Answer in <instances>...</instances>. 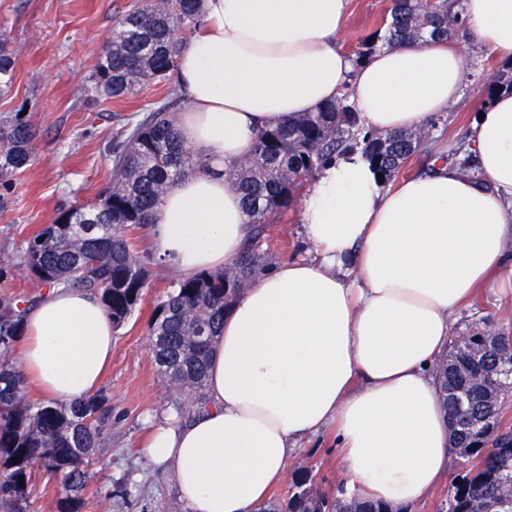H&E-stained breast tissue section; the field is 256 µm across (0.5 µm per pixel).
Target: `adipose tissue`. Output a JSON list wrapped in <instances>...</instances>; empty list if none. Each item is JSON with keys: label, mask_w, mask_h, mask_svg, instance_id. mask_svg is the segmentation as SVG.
I'll return each mask as SVG.
<instances>
[{"label": "adipose tissue", "mask_w": 512, "mask_h": 512, "mask_svg": "<svg viewBox=\"0 0 512 512\" xmlns=\"http://www.w3.org/2000/svg\"><path fill=\"white\" fill-rule=\"evenodd\" d=\"M349 0H201L174 79L184 143L206 164L151 216L156 251L181 273L233 267L248 235L224 167L259 128L349 92L377 132L417 130L457 102L462 57L416 42L353 64L337 45ZM476 42L512 58V0H463ZM470 172L382 186L354 152L324 165L302 198L315 255L275 265L224 316L206 403L150 419L146 455L170 469L189 512H253L304 440L335 426L347 487L404 512L448 472L451 428L434 368L452 316L476 293H512V94L475 120ZM115 330L100 300L46 290L28 308L20 369L49 397H92Z\"/></svg>", "instance_id": "ef3b65f1"}]
</instances>
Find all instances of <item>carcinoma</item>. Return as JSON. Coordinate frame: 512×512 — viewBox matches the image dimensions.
<instances>
[{"label": "carcinoma", "mask_w": 512, "mask_h": 512, "mask_svg": "<svg viewBox=\"0 0 512 512\" xmlns=\"http://www.w3.org/2000/svg\"><path fill=\"white\" fill-rule=\"evenodd\" d=\"M201 0H163L120 15L101 48L95 88L106 98H121L137 86L167 75L190 34L199 25ZM463 18L448 0H394L360 63L379 47L446 39ZM17 54L0 34V88H10ZM512 92V69L500 70L486 86L489 106ZM349 93L303 116L259 130L249 157L232 164L253 235L237 266L188 274L157 300L148 323L151 354L162 379L174 390L205 402L211 346L223 329L224 314L244 287L269 271L261 238L293 202L294 193L334 153L354 141L383 176L395 178L421 147L410 133L361 132L348 104ZM33 130L17 112L0 119V204L8 174L26 168L33 157ZM187 147L176 115L155 110L140 121L114 156L112 185L88 206L60 208L51 223L31 235L11 258H0V280L23 274L42 288H79L98 295L115 330L123 328L148 286L145 257L137 255L128 231L151 224V213L179 180L203 167ZM27 300L0 294V506L25 512L28 488L41 469L72 490L83 487L85 467L110 426L103 400H33L10 354L22 336ZM450 416L458 419L454 455L458 474L448 487L445 512H512V427L503 425L512 397V331L475 325L454 343L449 358L435 368ZM258 512H391L388 506L346 494L314 489L312 469L292 475L288 497Z\"/></svg>", "instance_id": "obj_1"}]
</instances>
